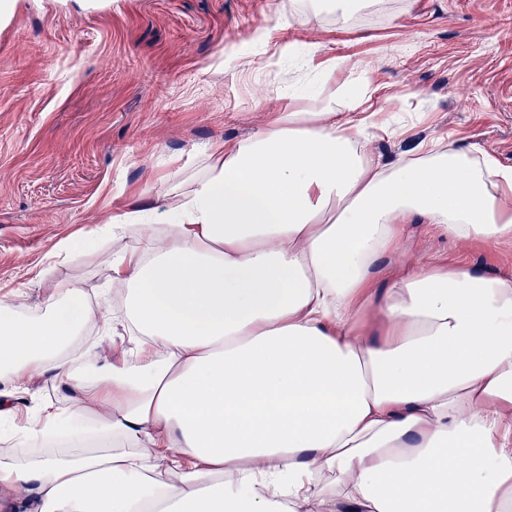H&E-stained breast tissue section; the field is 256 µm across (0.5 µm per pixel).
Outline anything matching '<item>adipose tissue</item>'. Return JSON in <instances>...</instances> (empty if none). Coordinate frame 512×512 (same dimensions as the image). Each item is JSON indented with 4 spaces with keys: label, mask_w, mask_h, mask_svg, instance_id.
<instances>
[{
    "label": "adipose tissue",
    "mask_w": 512,
    "mask_h": 512,
    "mask_svg": "<svg viewBox=\"0 0 512 512\" xmlns=\"http://www.w3.org/2000/svg\"><path fill=\"white\" fill-rule=\"evenodd\" d=\"M333 109L207 143L158 204L98 225L107 290L0 300V381L67 388L0 458L12 512H512V275L384 258L407 219L512 240V168L468 150L368 157ZM125 291L122 315L113 286ZM129 335L99 363L86 329Z\"/></svg>",
    "instance_id": "obj_1"
}]
</instances>
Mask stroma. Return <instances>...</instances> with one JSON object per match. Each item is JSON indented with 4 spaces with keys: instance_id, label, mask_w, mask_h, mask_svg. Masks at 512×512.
<instances>
[{
    "instance_id": "stroma-1",
    "label": "stroma",
    "mask_w": 512,
    "mask_h": 512,
    "mask_svg": "<svg viewBox=\"0 0 512 512\" xmlns=\"http://www.w3.org/2000/svg\"><path fill=\"white\" fill-rule=\"evenodd\" d=\"M314 65L344 60L361 109L380 113L371 154L476 148L512 168V0H0V297L45 307L54 279L87 297L105 253L85 235L133 199L154 201L179 167L221 138L249 136L287 107ZM68 241L74 254L60 256ZM440 269L512 274V241H460L407 225L403 254ZM64 387L32 376L15 395L33 416Z\"/></svg>"
}]
</instances>
